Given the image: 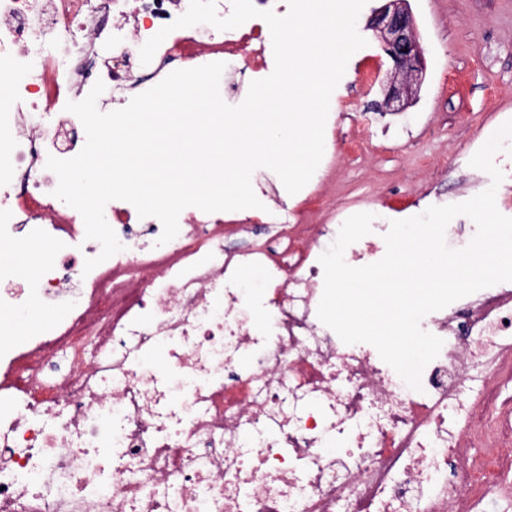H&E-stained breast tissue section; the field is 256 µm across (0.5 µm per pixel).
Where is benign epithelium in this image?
Segmentation results:
<instances>
[{
  "instance_id": "benign-epithelium-1",
  "label": "benign epithelium",
  "mask_w": 512,
  "mask_h": 512,
  "mask_svg": "<svg viewBox=\"0 0 512 512\" xmlns=\"http://www.w3.org/2000/svg\"><path fill=\"white\" fill-rule=\"evenodd\" d=\"M369 27L391 66L389 79L382 85L380 106L388 112H402L416 98L425 72L409 0H383L374 10Z\"/></svg>"
}]
</instances>
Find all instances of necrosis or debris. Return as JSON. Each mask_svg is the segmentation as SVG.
I'll list each match as a JSON object with an SVG mask.
<instances>
[{
  "label": "necrosis or debris",
  "mask_w": 512,
  "mask_h": 512,
  "mask_svg": "<svg viewBox=\"0 0 512 512\" xmlns=\"http://www.w3.org/2000/svg\"><path fill=\"white\" fill-rule=\"evenodd\" d=\"M188 6L0 0V77L14 86L0 99V245L47 250L28 275L0 264V310L48 317L31 331L0 320V512H481L512 489V407L497 392L512 382V284L422 320L443 346L418 392L318 319L319 257L339 228L305 229L298 210L188 207L162 245L157 218L113 200L122 249L85 270L101 246L46 167L81 150L63 137L82 128L66 104L99 80L127 103L233 49L254 76L269 69L253 18L205 42L172 29L133 73ZM251 224L280 227L285 253L225 250ZM475 447L489 451L478 463Z\"/></svg>",
  "instance_id": "obj_1"
}]
</instances>
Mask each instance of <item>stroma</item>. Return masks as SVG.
<instances>
[{
	"label": "stroma",
	"mask_w": 512,
	"mask_h": 512,
	"mask_svg": "<svg viewBox=\"0 0 512 512\" xmlns=\"http://www.w3.org/2000/svg\"><path fill=\"white\" fill-rule=\"evenodd\" d=\"M380 5L367 0L361 10L357 30L367 45L349 59L330 98V112L355 113L362 123L337 122L336 154L308 183L322 197L309 224H335L381 203L393 221L469 200L491 182L470 159L512 119V0H411L426 76L416 102L399 114L372 108L388 70L366 28ZM356 131L365 152L347 149Z\"/></svg>",
	"instance_id": "stroma-1"
}]
</instances>
